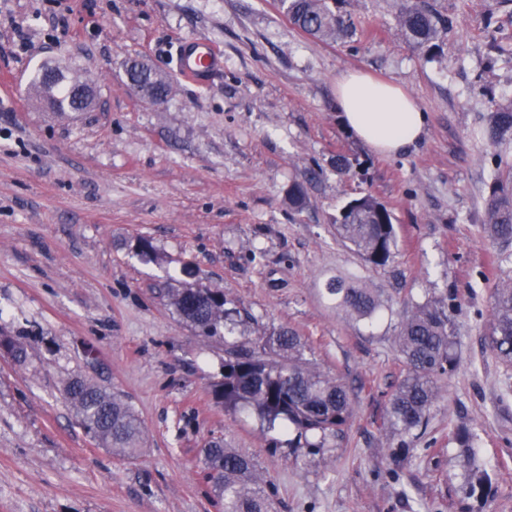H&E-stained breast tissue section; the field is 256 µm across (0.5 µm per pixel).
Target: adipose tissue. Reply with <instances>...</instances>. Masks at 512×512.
I'll return each instance as SVG.
<instances>
[{
	"instance_id": "ef3b65f1",
	"label": "adipose tissue",
	"mask_w": 512,
	"mask_h": 512,
	"mask_svg": "<svg viewBox=\"0 0 512 512\" xmlns=\"http://www.w3.org/2000/svg\"><path fill=\"white\" fill-rule=\"evenodd\" d=\"M336 104L354 136L380 154L406 151L425 132L426 114L414 99L360 71L339 79Z\"/></svg>"
}]
</instances>
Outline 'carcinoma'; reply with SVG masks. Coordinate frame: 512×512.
<instances>
[{
	"instance_id": "1",
	"label": "carcinoma",
	"mask_w": 512,
	"mask_h": 512,
	"mask_svg": "<svg viewBox=\"0 0 512 512\" xmlns=\"http://www.w3.org/2000/svg\"><path fill=\"white\" fill-rule=\"evenodd\" d=\"M294 25L320 39L348 35L349 24L329 5V0H280ZM399 24L405 35L433 53L439 26L445 24L418 0H400ZM127 79L137 82L148 98H166L171 83L150 68L133 62ZM75 77L59 68L44 67L33 78L32 89L51 100L54 111L77 112ZM512 135V105L492 113L485 131L493 144ZM487 234L512 242V173H497L486 203ZM336 234L352 245L370 264L385 267L393 261L397 240L392 213L370 194L350 199L335 221ZM329 301L350 317L372 324L382 310L379 295L357 282L332 278L324 284ZM169 306L180 320L204 337L224 338V365L220 380L212 385L214 399L230 414L248 412L266 431L276 428L288 435L290 448H306L312 455L333 448L354 413L353 396L343 377L324 369L306 355L305 339L286 326L242 341L239 328L251 315L224 295V290L202 286L170 288ZM454 323L448 315V296L433 295L411 303L396 334V346L406 367L387 408L384 425L401 438L425 428L430 409L440 394V379L456 362ZM489 346L505 362H512V283H503L492 295ZM18 363L28 359L26 347L0 338ZM62 392L72 405L79 425L103 448L127 458L139 456L145 427L131 403L115 391L83 376L63 381ZM205 474L222 512H277L271 481L260 474L253 458L230 448L221 437L204 443ZM469 493L484 497L489 476L475 458L466 473Z\"/></svg>"
}]
</instances>
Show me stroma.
I'll use <instances>...</instances> for the list:
<instances>
[{
  "instance_id": "1",
  "label": "stroma",
  "mask_w": 512,
  "mask_h": 512,
  "mask_svg": "<svg viewBox=\"0 0 512 512\" xmlns=\"http://www.w3.org/2000/svg\"><path fill=\"white\" fill-rule=\"evenodd\" d=\"M426 2L449 20L433 57L401 30L398 0H340L343 43L302 32L279 0H0V337L28 350L22 365L0 350V512H218L200 463L213 436L255 458L279 512H512V365L486 343L512 243L484 231L512 136L483 135L512 104V0ZM183 38L217 46L223 72L179 80ZM135 60L172 81L164 101L130 89ZM50 61L90 74L92 111L29 95ZM349 70L417 99L421 141L397 155L357 141L336 106ZM361 193L392 212L396 257L383 269L336 235ZM336 276L380 294L378 322L332 307L322 288ZM192 284L247 309V336L293 328L343 376L355 413L337 447L273 450L257 420L225 414L211 393L223 342L162 298ZM435 293L448 296L458 365L426 431L403 444L383 426L405 374L394 336L409 301ZM74 375L129 398L147 433L137 459L79 426L61 391ZM472 456L491 479L482 500L462 481Z\"/></svg>"
}]
</instances>
